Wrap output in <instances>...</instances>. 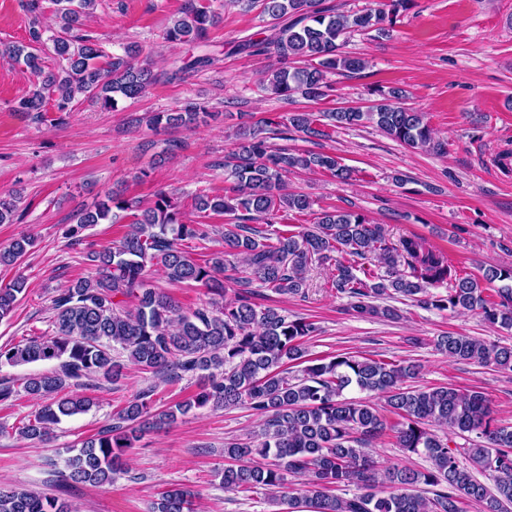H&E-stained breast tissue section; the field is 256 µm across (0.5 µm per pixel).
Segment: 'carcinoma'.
Masks as SVG:
<instances>
[{
	"label": "carcinoma",
	"instance_id": "obj_1",
	"mask_svg": "<svg viewBox=\"0 0 512 512\" xmlns=\"http://www.w3.org/2000/svg\"><path fill=\"white\" fill-rule=\"evenodd\" d=\"M52 2L59 31L52 32L45 23L43 0H26L29 43H0L1 57L23 62L36 78L35 88L18 100L14 111L37 124L63 122L75 102L108 109L117 96L139 98L158 83L214 64L211 56L200 55L156 71L136 43L125 46L121 55H110L98 40L72 35L82 30L97 0ZM247 2L260 8L267 27L240 47L257 54L272 51L283 60L267 71L264 89L285 100L300 94L319 101L326 96L327 73L361 72L365 62L345 51L347 35L375 31L386 37L408 9V0H389L384 8L350 14L324 0ZM220 23L222 13L205 0H185L163 39L202 44ZM47 43L52 68L44 67ZM379 96L365 109L290 112L277 122L251 125L243 121L244 115L237 116L236 145L223 163L233 187L222 196H196L198 211L230 217L224 224V250L201 262L187 244L207 238L206 223L185 221L178 198L162 188L146 207L109 190L93 207L76 211V224L67 230L73 245L81 244L85 229L114 223L116 209L132 211L133 220L120 240L86 253L94 275L58 290L52 299L50 333L0 347V366L54 364L25 378L24 391L44 404L27 417L18 434L43 442L61 418L90 410L93 400L71 388H81L90 379L118 380L123 364L112 357L115 348L130 364L164 383L197 379L202 392L164 410L155 408L154 388L138 392L112 414L111 423L66 449L60 471L64 482L110 485L124 474L123 453L143 433L169 427L194 408L244 405L259 418L260 428L249 442L224 445L226 465L220 477L226 490L286 489L293 477L303 479V485L283 496L288 512H464L461 504L466 501L480 505L481 512H512V426L496 423L482 392L412 387L407 381L416 378L419 366L406 361L345 354L306 365L304 342L320 331L317 323L290 319L254 301L253 282L280 295L298 296L306 287L308 267L333 260L332 286L348 298L347 311L354 316L395 319L398 310L379 301L403 297L439 311H473L491 325L512 328V288L498 289L496 300L486 295L487 285L512 282L511 265L491 270L483 282L460 277L421 238L392 242L381 225L352 211L323 210L316 223L300 224L294 233L268 232L281 212L312 209L308 196L288 191V173L317 170L338 182L353 175L334 154L291 152L276 147L274 139L286 140L291 132L326 137L321 124L326 119L334 128L373 123L411 148L445 151L444 144L434 141L423 113L401 105L404 90H381ZM218 118L217 112L187 106L156 112L146 123L165 131ZM20 203V192L0 193V224L12 222ZM259 224L266 229L257 228ZM33 245V237L21 236L0 247V266L19 267ZM335 252L361 260L374 257L383 272L360 271L334 258ZM154 266L172 283L205 288L211 299L183 310L173 296L149 283L147 272ZM444 282L449 284L447 294L430 293ZM26 284L18 274L0 285V321L11 315ZM435 346L456 361L492 360L512 371L511 346L490 347L450 332L438 336ZM296 364L302 369L292 375ZM350 387L387 395L397 421L387 422L365 399L344 397ZM434 424L474 438L468 447L452 449L431 429ZM390 432L405 456L423 455L430 467H381L369 449ZM462 455L469 465L461 464ZM477 472L488 483L479 481ZM351 485L358 492L350 497L333 493ZM195 498L187 487H170L160 493L154 512H196ZM0 512H75V507L55 495L0 483Z\"/></svg>",
	"mask_w": 512,
	"mask_h": 512
}]
</instances>
